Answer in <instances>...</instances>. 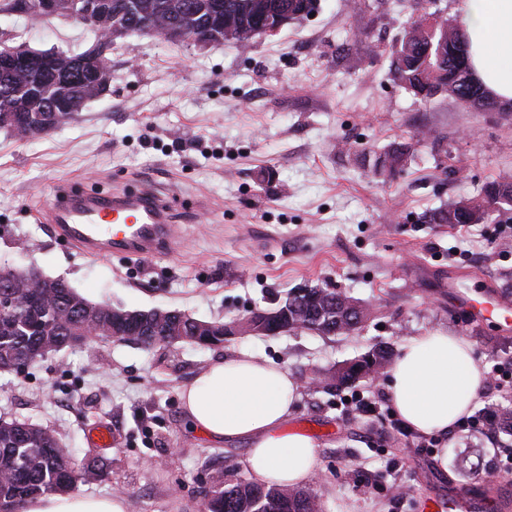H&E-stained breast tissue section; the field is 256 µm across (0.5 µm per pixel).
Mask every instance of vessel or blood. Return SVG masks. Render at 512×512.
<instances>
[{"instance_id": "b4317fda", "label": "vessel or blood", "mask_w": 512, "mask_h": 512, "mask_svg": "<svg viewBox=\"0 0 512 512\" xmlns=\"http://www.w3.org/2000/svg\"><path fill=\"white\" fill-rule=\"evenodd\" d=\"M45 223L82 251L94 255H122L144 260L170 249L177 238L162 199L144 190L137 196L114 194L57 202L45 213ZM475 319L499 315L503 331L512 330V302L495 297L490 302L467 301ZM487 501L471 494H453L427 500L422 512H486Z\"/></svg>"}]
</instances>
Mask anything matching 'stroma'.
I'll return each mask as SVG.
<instances>
[{"label": "stroma", "mask_w": 512, "mask_h": 512, "mask_svg": "<svg viewBox=\"0 0 512 512\" xmlns=\"http://www.w3.org/2000/svg\"><path fill=\"white\" fill-rule=\"evenodd\" d=\"M460 20L457 0H316L311 14L248 49L198 48L149 35L116 40L112 82L49 135L0 130V262L65 279L89 301L238 320L291 289L346 292L369 308L357 331L232 336L224 344L141 347L99 337L63 348L21 375L0 373V418L50 428L77 459L90 430L109 480L79 495H119L128 512H201L215 479L242 477L247 442H216L187 420L180 390L208 363L260 352L297 379L289 428L317 446L310 487L322 512H420L426 497L512 477V436L454 427L439 441L409 430L385 378L343 388L326 372L376 346L399 354L440 330L469 341L486 368L512 372V332L472 321L461 298L512 289V224H427L426 210L512 179V112L440 94L424 102L390 70L413 14ZM91 29L65 17L0 15V48L75 54ZM426 131L418 140L417 131ZM411 147L403 173L376 155ZM165 197L174 249L149 260L90 257L39 216L59 191ZM374 403L366 412L357 400Z\"/></svg>", "instance_id": "35a3bbf8"}]
</instances>
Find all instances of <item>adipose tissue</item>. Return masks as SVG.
<instances>
[{"label":"adipose tissue","mask_w":512,"mask_h":512,"mask_svg":"<svg viewBox=\"0 0 512 512\" xmlns=\"http://www.w3.org/2000/svg\"><path fill=\"white\" fill-rule=\"evenodd\" d=\"M469 63L490 96L512 103V0H459ZM485 386L471 345L440 331L412 337L388 370L387 395L404 425L424 435L446 434ZM288 370L243 350L209 364L180 394L195 429L217 441L244 440L241 467L260 485L302 486L315 473L317 452L307 435L289 430L299 399ZM23 512H126L121 497L47 493Z\"/></svg>","instance_id":"ef3b65f1"}]
</instances>
